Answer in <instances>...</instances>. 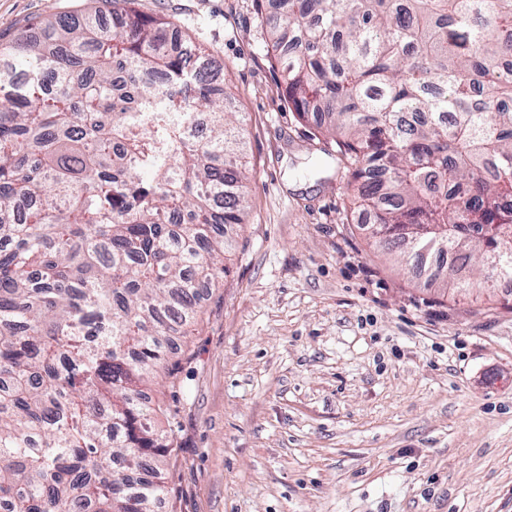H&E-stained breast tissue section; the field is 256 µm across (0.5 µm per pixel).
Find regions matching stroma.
Listing matches in <instances>:
<instances>
[{
  "instance_id": "35a3bbf8",
  "label": "stroma",
  "mask_w": 512,
  "mask_h": 512,
  "mask_svg": "<svg viewBox=\"0 0 512 512\" xmlns=\"http://www.w3.org/2000/svg\"><path fill=\"white\" fill-rule=\"evenodd\" d=\"M93 0H0V44ZM223 67L249 206L202 288L174 378L159 512H512V307L442 296L375 246L311 124L282 95L257 0H137Z\"/></svg>"
}]
</instances>
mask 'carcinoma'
Wrapping results in <instances>:
<instances>
[{"label": "carcinoma", "mask_w": 512, "mask_h": 512, "mask_svg": "<svg viewBox=\"0 0 512 512\" xmlns=\"http://www.w3.org/2000/svg\"><path fill=\"white\" fill-rule=\"evenodd\" d=\"M258 14L298 117L377 246L512 282V0H281ZM0 46V512H158L180 425L143 395L248 203L216 61L131 8ZM178 32L182 42L169 45ZM378 166L383 179L364 172Z\"/></svg>", "instance_id": "cac0c4a2"}]
</instances>
